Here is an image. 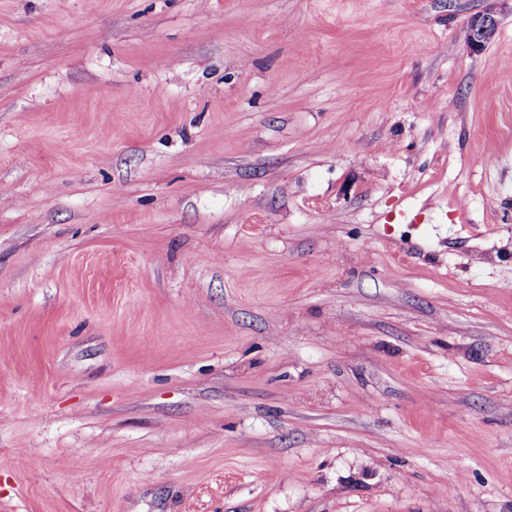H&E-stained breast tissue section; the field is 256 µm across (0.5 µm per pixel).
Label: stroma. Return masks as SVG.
Wrapping results in <instances>:
<instances>
[{
  "label": "stroma",
  "instance_id": "obj_1",
  "mask_svg": "<svg viewBox=\"0 0 512 512\" xmlns=\"http://www.w3.org/2000/svg\"><path fill=\"white\" fill-rule=\"evenodd\" d=\"M0 512H512V0H0ZM496 28L497 19L494 11L472 17L470 20V48L473 51L482 50L493 38Z\"/></svg>",
  "mask_w": 512,
  "mask_h": 512
}]
</instances>
